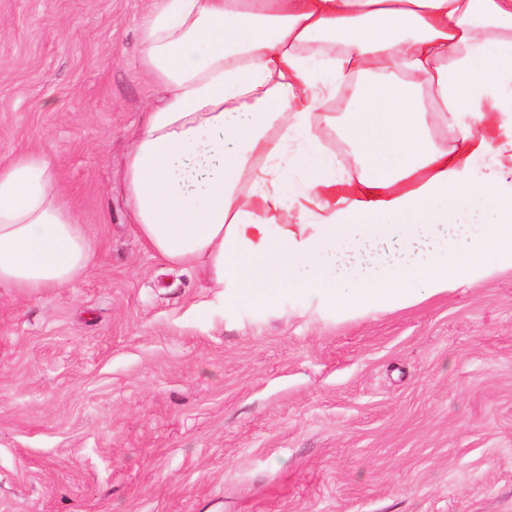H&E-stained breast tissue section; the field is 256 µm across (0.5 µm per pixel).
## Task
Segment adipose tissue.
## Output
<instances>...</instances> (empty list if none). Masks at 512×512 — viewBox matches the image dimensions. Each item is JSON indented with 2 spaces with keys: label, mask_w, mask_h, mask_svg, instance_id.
Listing matches in <instances>:
<instances>
[{
  "label": "adipose tissue",
  "mask_w": 512,
  "mask_h": 512,
  "mask_svg": "<svg viewBox=\"0 0 512 512\" xmlns=\"http://www.w3.org/2000/svg\"><path fill=\"white\" fill-rule=\"evenodd\" d=\"M322 43L343 50L331 80L355 66L379 80L349 103L359 178L341 196L306 110ZM140 53L163 94L125 161L137 233L202 269L226 308L385 314L512 269V192L498 190L512 166L478 134L477 93L512 82V0H154ZM400 65L430 107L394 80ZM443 127L456 156L433 140ZM94 249L44 153L0 164V292L70 287Z\"/></svg>",
  "instance_id": "1"
}]
</instances>
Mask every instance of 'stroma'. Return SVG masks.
<instances>
[{
  "label": "stroma",
  "mask_w": 512,
  "mask_h": 512,
  "mask_svg": "<svg viewBox=\"0 0 512 512\" xmlns=\"http://www.w3.org/2000/svg\"><path fill=\"white\" fill-rule=\"evenodd\" d=\"M151 0H0V163L52 157L92 269L0 292V512H512V269L377 317L224 312L140 239ZM505 145L512 97L482 98ZM337 194L354 163L325 112Z\"/></svg>",
  "instance_id": "obj_1"
}]
</instances>
